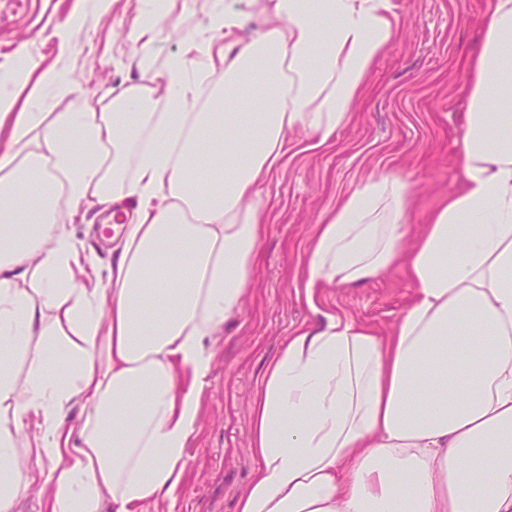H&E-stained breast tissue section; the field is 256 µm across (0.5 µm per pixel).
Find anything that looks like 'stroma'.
I'll return each instance as SVG.
<instances>
[{
    "instance_id": "stroma-1",
    "label": "stroma",
    "mask_w": 512,
    "mask_h": 512,
    "mask_svg": "<svg viewBox=\"0 0 512 512\" xmlns=\"http://www.w3.org/2000/svg\"><path fill=\"white\" fill-rule=\"evenodd\" d=\"M397 31L373 63L350 120L321 148L307 147L304 132L288 134L283 164L264 185L270 220L261 238L253 285L240 315L229 320L200 394L199 423L187 454L186 480L175 500L144 512H234L257 460L250 449L251 406L267 363L287 336L310 323L313 308L335 313L385 334L412 301L405 272L391 268L355 288L324 284L307 292L302 267L321 216L369 177L395 173L411 192L405 203L409 236L458 184L461 93L468 54L481 42L480 23L494 0H392ZM160 32L149 42L127 35L156 0H0V90L27 101L18 49L40 68L56 67L74 88L53 99L51 112H76L107 90L139 75L137 62L164 68L183 36L199 29L216 0H167ZM97 267L112 261V224L124 210L62 216Z\"/></svg>"
}]
</instances>
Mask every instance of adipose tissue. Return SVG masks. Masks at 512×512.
I'll return each mask as SVG.
<instances>
[{
  "label": "adipose tissue",
  "mask_w": 512,
  "mask_h": 512,
  "mask_svg": "<svg viewBox=\"0 0 512 512\" xmlns=\"http://www.w3.org/2000/svg\"><path fill=\"white\" fill-rule=\"evenodd\" d=\"M393 18L391 0L227 2L165 69L139 60L138 80L84 111L51 119L0 95V512L32 483L44 512L173 497L217 338L252 286L259 187L289 131L319 147L349 121ZM466 90L459 185L412 245L396 175L320 225L308 287L401 264L415 296L386 335L329 313L286 339L252 404L259 464L236 512H512V113L497 109L512 101V0H495ZM218 171L222 190L204 192ZM61 188L74 213L134 203L104 277L85 276Z\"/></svg>",
  "instance_id": "obj_1"
}]
</instances>
